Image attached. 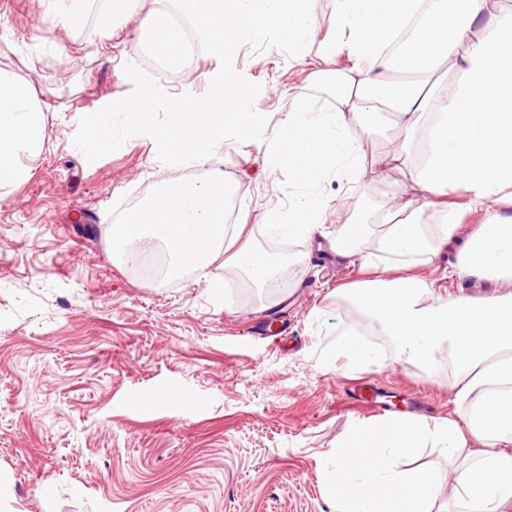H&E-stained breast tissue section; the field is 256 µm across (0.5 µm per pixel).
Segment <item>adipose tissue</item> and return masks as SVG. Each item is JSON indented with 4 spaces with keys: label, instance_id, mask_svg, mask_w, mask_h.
<instances>
[{
    "label": "adipose tissue",
    "instance_id": "adipose-tissue-1",
    "mask_svg": "<svg viewBox=\"0 0 512 512\" xmlns=\"http://www.w3.org/2000/svg\"><path fill=\"white\" fill-rule=\"evenodd\" d=\"M179 3L196 22L203 55L216 60L243 35L268 28L277 29L297 57L317 43L325 54L343 49L355 60L336 74L332 110L316 111L306 87L290 90L295 107L278 121L268 146L275 167L292 173L296 190L288 210L270 212L268 238L323 234L329 201L316 183L330 175L349 184L374 174L387 182L394 170L407 167L420 189L415 195L394 185L382 223L359 235L337 228V257L362 256L376 271L374 278L343 287V296L389 337L393 352L345 332L328 360L367 370L392 357L429 378L449 363L456 409L441 420H355L326 457L330 512H512V293L447 298L418 277L390 276L392 263L360 255L358 244L362 237L376 239L392 262L416 264L454 241L466 210L482 208L487 221L466 240L451 274L461 281L512 283V11L487 20L485 0H468V24L452 37L446 0H333L323 27L316 22V0ZM410 23L415 37L402 52H391L390 43ZM476 25L484 35L474 42ZM466 40L471 49L458 54ZM440 62L451 63L455 75L444 93L430 82ZM385 86L398 133L367 163L349 128L371 110V90ZM424 128L430 143L417 163ZM47 142V108L33 85L0 68V198L27 178L23 157L41 153ZM315 152L329 162L310 178L303 159ZM459 186L466 206H448L449 190ZM427 210L435 225L422 222ZM448 482L452 506L446 509L438 499Z\"/></svg>",
    "mask_w": 512,
    "mask_h": 512
}]
</instances>
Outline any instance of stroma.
<instances>
[{"label":"stroma","instance_id":"35a3bbf8","mask_svg":"<svg viewBox=\"0 0 512 512\" xmlns=\"http://www.w3.org/2000/svg\"><path fill=\"white\" fill-rule=\"evenodd\" d=\"M175 0H98L75 22L55 17L53 0H0V68L32 83L49 108L50 141L27 158L28 179L0 199V473L15 512H328L325 455L361 417L348 404L351 379L377 381L393 412L447 418V372L426 378L388 361L354 373L322 357L347 328L333 294L366 277L316 242L271 250L270 210L288 204L287 170L271 166L267 140L230 141L214 161L233 185V211L247 210L252 247L277 261L283 287L214 303L197 272L149 280L111 248L109 208L144 199L185 178L164 166L149 139L133 137L96 161L73 144L81 117L131 90L124 66L137 55L146 22ZM120 35L105 40L108 26ZM233 65L262 89L256 111L278 122L291 87L309 85L319 105L335 96L313 83L332 61H302L271 48L240 47ZM220 65L204 58L160 78L168 93L207 91ZM377 111L351 126L364 159L391 136ZM283 192L273 193L272 181ZM328 233L380 223L389 185L348 192L322 181ZM485 221L467 213L437 260L416 266L438 293L460 295L449 277L462 240ZM159 400L145 406V394Z\"/></svg>","mask_w":512,"mask_h":512}]
</instances>
